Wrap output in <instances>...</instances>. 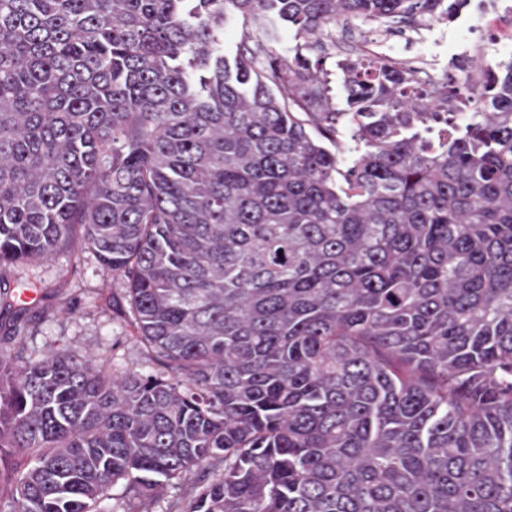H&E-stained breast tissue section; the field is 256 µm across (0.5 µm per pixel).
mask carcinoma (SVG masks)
<instances>
[{
    "instance_id": "obj_1",
    "label": "carcinoma",
    "mask_w": 512,
    "mask_h": 512,
    "mask_svg": "<svg viewBox=\"0 0 512 512\" xmlns=\"http://www.w3.org/2000/svg\"><path fill=\"white\" fill-rule=\"evenodd\" d=\"M457 4L0 0V270L79 238L147 359L9 324L0 512H512V60L319 58ZM330 30L332 36L336 39V55H330L328 59L324 60L323 68L329 73L336 109L344 112L347 105L343 90V75L338 63L347 57L354 58L361 52L360 46L364 42V35L368 32V26L359 21H353L352 23L338 22L331 26Z\"/></svg>"
}]
</instances>
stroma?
Returning a JSON list of instances; mask_svg holds the SVG:
<instances>
[{
  "mask_svg": "<svg viewBox=\"0 0 512 512\" xmlns=\"http://www.w3.org/2000/svg\"><path fill=\"white\" fill-rule=\"evenodd\" d=\"M367 25L355 21L336 23L331 33L336 52L323 62L338 110H346L343 75L339 68L345 58L360 52ZM426 38L437 78L459 76L462 68L477 59L468 31L455 18L429 24L423 36L394 32L387 40L399 44L407 57H414L419 38ZM0 285L13 298L32 293L25 317L32 338L24 352L34 359L58 347L76 356L95 355L117 373L145 367V355L112 312V302L123 294L122 283L103 269L95 254L81 242H73L52 258L18 264L0 274Z\"/></svg>",
  "mask_w": 512,
  "mask_h": 512,
  "instance_id": "35a3bbf8",
  "label": "stroma"
}]
</instances>
